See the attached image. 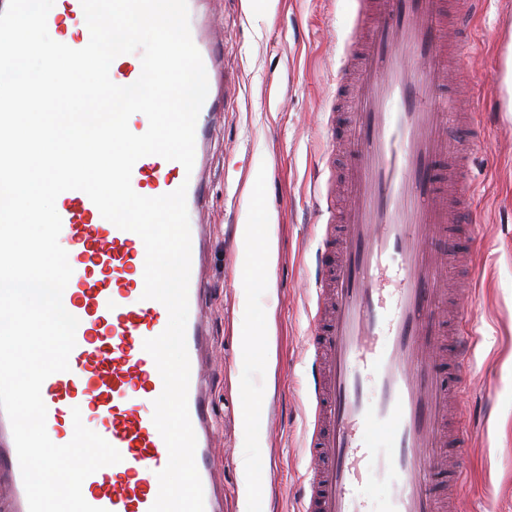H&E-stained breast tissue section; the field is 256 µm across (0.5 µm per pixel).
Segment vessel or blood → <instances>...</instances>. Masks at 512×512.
Segmentation results:
<instances>
[{
  "mask_svg": "<svg viewBox=\"0 0 512 512\" xmlns=\"http://www.w3.org/2000/svg\"><path fill=\"white\" fill-rule=\"evenodd\" d=\"M336 100L347 105L344 126L328 120L331 144L344 149L346 205L324 196V221L315 225L316 305L308 314L313 354L308 389L311 433L299 512H447L432 489L439 474L463 482L461 465H448L463 426L448 418L450 390L439 373L444 363L462 365L476 338L451 313L443 285L455 259V241L471 233L475 186L469 155L452 137L477 144L485 117L460 118L447 95L448 73L461 69V50L449 47L447 26L474 14L484 0H356ZM207 74L220 55L190 28ZM139 54L113 61L111 80L134 83ZM214 100L197 119L192 170L157 155L140 158L133 190L157 197L186 186L191 232V274L186 341L190 361L188 408L196 435V466L205 512H224L213 487L208 381L211 347L203 305L200 262L208 226L203 220ZM60 242L72 275L62 295L78 318L68 370L42 384L46 431L58 445L71 441L74 416L92 423L121 455L82 485L87 503L102 512H149L159 492L157 474L168 449L154 422V400L163 380L145 339L163 332L168 311L143 299L146 250L141 237L104 219L82 191L62 192L55 202ZM447 250H437L440 239ZM239 483L250 512H262L264 482L253 472ZM10 495L0 512H29L11 423L0 411V485Z\"/></svg>",
  "mask_w": 512,
  "mask_h": 512,
  "instance_id": "1",
  "label": "vessel or blood"
}]
</instances>
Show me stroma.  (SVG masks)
<instances>
[{
  "label": "stroma",
  "instance_id": "35a3bbf8",
  "mask_svg": "<svg viewBox=\"0 0 512 512\" xmlns=\"http://www.w3.org/2000/svg\"><path fill=\"white\" fill-rule=\"evenodd\" d=\"M351 0H207L201 18L224 52V117L206 155L211 240L203 258L214 353L211 374L214 479L224 486V512H246L227 466L239 447L233 425L242 379L265 406L261 424L269 493L265 512H297L308 438L310 376L307 313L314 306L313 225L329 172L325 124L341 65L342 33ZM463 82L452 85L462 111L497 112L471 154L477 185L473 238L460 251L476 262L475 283L450 279L475 324L478 343L460 372L456 396L465 425L461 464L468 475L456 491V512H512V94L499 69L512 61V0H490L471 22ZM255 218L274 224L272 289L250 300L255 325L268 335L263 365L236 368L241 301L228 275L258 251L233 243L236 225Z\"/></svg>",
  "mask_w": 512,
  "mask_h": 512
}]
</instances>
